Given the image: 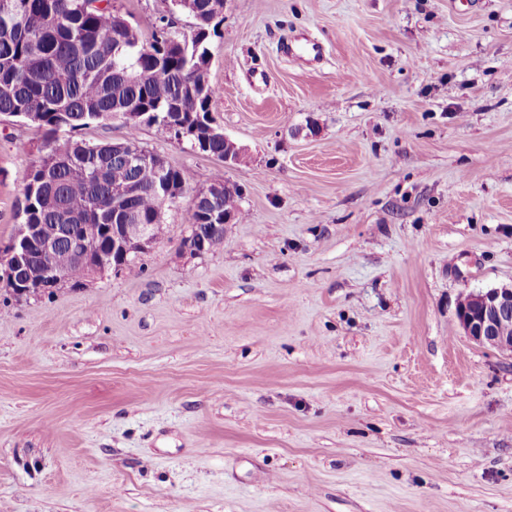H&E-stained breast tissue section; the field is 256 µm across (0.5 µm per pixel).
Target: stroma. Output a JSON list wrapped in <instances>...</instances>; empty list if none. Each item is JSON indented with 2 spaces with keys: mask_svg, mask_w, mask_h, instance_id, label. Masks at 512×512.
Segmentation results:
<instances>
[{
  "mask_svg": "<svg viewBox=\"0 0 512 512\" xmlns=\"http://www.w3.org/2000/svg\"><path fill=\"white\" fill-rule=\"evenodd\" d=\"M209 49L247 157L139 141L243 218L181 254L186 195L121 275L0 288V512H512V358L455 316L512 282V0H224ZM44 145L0 117L2 244Z\"/></svg>",
  "mask_w": 512,
  "mask_h": 512,
  "instance_id": "35a3bbf8",
  "label": "stroma"
}]
</instances>
